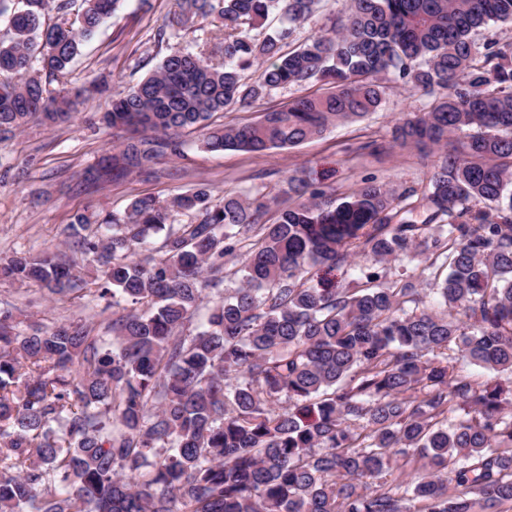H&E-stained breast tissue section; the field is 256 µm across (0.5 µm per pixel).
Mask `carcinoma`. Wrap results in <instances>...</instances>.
<instances>
[{
	"label": "carcinoma",
	"mask_w": 512,
	"mask_h": 512,
	"mask_svg": "<svg viewBox=\"0 0 512 512\" xmlns=\"http://www.w3.org/2000/svg\"><path fill=\"white\" fill-rule=\"evenodd\" d=\"M120 0H0V135L71 118L82 42ZM320 0H175L157 36L213 26L109 98L131 132L91 182L150 170L202 133L212 152L293 147L381 102L379 76L434 97L394 130L445 148L422 192L371 178L342 201L292 187L272 224L264 196L201 185L122 213L73 216L91 287L61 250L0 257V281L105 302L112 316L22 325L0 300V512H502L512 504V389L454 371L460 355L512 377V0H346L329 32L288 51ZM76 19L70 20L72 8ZM272 34L261 32L271 14ZM270 65L254 82L242 71ZM330 85L255 123L215 125L275 88ZM59 88L54 89L52 85ZM466 140L451 143L459 132ZM417 197L423 224L401 214ZM189 217L171 222L172 213ZM163 234L160 246L149 239ZM420 257L387 282L350 258ZM238 285L224 287L226 265ZM437 305L419 308V286ZM410 469L393 474L392 463ZM149 479L141 482L143 469Z\"/></svg>",
	"instance_id": "cac0c4a2"
}]
</instances>
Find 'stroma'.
<instances>
[{
  "mask_svg": "<svg viewBox=\"0 0 512 512\" xmlns=\"http://www.w3.org/2000/svg\"><path fill=\"white\" fill-rule=\"evenodd\" d=\"M172 6L173 0H123L116 16L83 43L69 68V86L80 88L102 80L117 94L145 78L168 54L170 45L196 50L209 36L208 21H198L192 32L178 35L172 43L156 40V31ZM297 93L274 89L252 106L229 109L214 120L254 122L263 113L283 108ZM431 103V97L420 90L388 82L378 111L298 146L261 154L213 153L202 147L200 133L185 132L180 136L181 154L161 157L151 173L89 187L82 181L84 170L126 137L124 131L100 124L104 100L89 97L78 105L72 122L53 129L32 124L21 133L0 138V256L63 248L62 230L74 214L120 213L136 197L164 201L202 184L216 201L227 195H262L276 199L281 208L292 202L289 177L304 169L318 178L322 189L339 198L372 176L398 193L421 189L439 170L444 153L437 149L423 155L399 147L392 130L396 123L427 111ZM28 297L25 310L31 320L48 326L101 319L99 310L79 299L48 302L37 291Z\"/></svg>",
  "mask_w": 512,
  "mask_h": 512,
  "instance_id": "obj_1",
  "label": "stroma"
}]
</instances>
